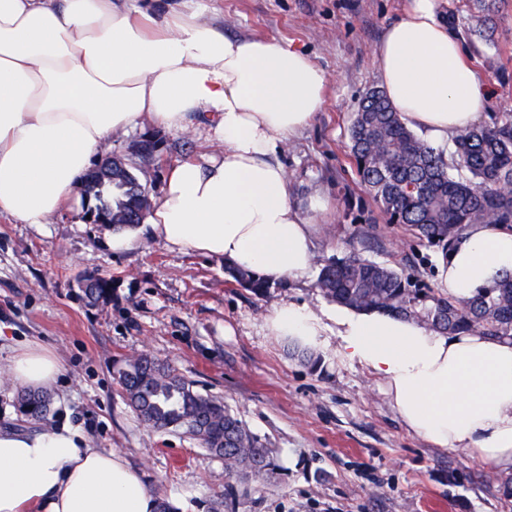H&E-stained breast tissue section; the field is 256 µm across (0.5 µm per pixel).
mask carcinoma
Here are the masks:
<instances>
[{
    "mask_svg": "<svg viewBox=\"0 0 512 512\" xmlns=\"http://www.w3.org/2000/svg\"><path fill=\"white\" fill-rule=\"evenodd\" d=\"M348 160L357 189L349 192L353 224H403L416 238L447 257L468 224L512 227V114L494 117L453 140L447 153L414 133L383 91L368 89L348 129ZM141 185L122 176L85 184L84 215L89 222L112 216V230L130 228L126 216L139 208ZM225 272L255 294L270 281L232 263ZM316 287L324 297L358 311H383L423 323L440 333L481 332L512 338V274L472 298L451 300L420 287L415 274L370 261L357 253L320 263ZM83 298L97 306L112 300V277L89 273ZM129 406L157 430H173L199 440L224 458L229 480L264 485L276 465L246 425L213 396H205L168 364L142 354L116 373ZM17 410L27 423L43 424L51 411L46 394L22 391Z\"/></svg>",
    "mask_w": 512,
    "mask_h": 512,
    "instance_id": "carcinoma-1",
    "label": "carcinoma"
}]
</instances>
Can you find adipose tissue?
I'll return each instance as SVG.
<instances>
[{
    "instance_id": "ef3b65f1",
    "label": "adipose tissue",
    "mask_w": 512,
    "mask_h": 512,
    "mask_svg": "<svg viewBox=\"0 0 512 512\" xmlns=\"http://www.w3.org/2000/svg\"><path fill=\"white\" fill-rule=\"evenodd\" d=\"M441 0H411L376 48L381 85L406 124L440 147L493 94L464 60ZM0 0V213L51 223L113 134L143 121L184 131L200 115L218 147L176 162L146 218L170 249L218 256L268 278L308 277L314 216L291 199L279 159L320 109L327 72L288 43L226 36L193 0ZM512 271V229L468 225L438 269L448 297ZM270 335L363 366L427 443L512 472V339L441 334L376 311L320 317L284 303ZM335 332L329 347L327 332ZM63 371L37 342L15 350L13 385L43 390ZM143 475L67 423L0 430V512H156Z\"/></svg>"
}]
</instances>
